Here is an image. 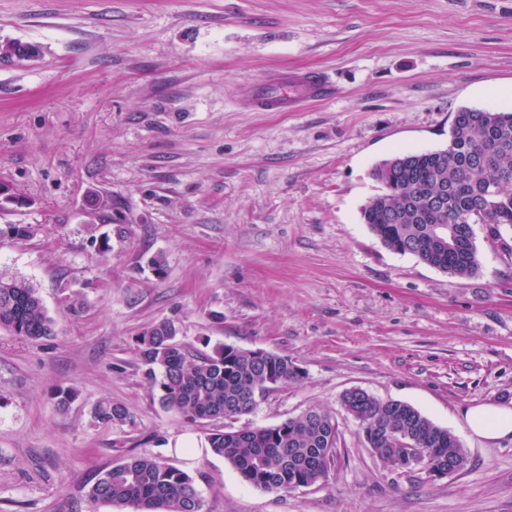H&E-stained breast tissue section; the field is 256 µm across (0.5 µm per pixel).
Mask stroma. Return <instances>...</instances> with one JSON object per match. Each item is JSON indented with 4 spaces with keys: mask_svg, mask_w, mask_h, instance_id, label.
Instances as JSON below:
<instances>
[{
    "mask_svg": "<svg viewBox=\"0 0 512 512\" xmlns=\"http://www.w3.org/2000/svg\"><path fill=\"white\" fill-rule=\"evenodd\" d=\"M6 40L40 55L0 63L17 197L0 229H35L0 237V276L37 286L53 334L0 330V512H121L85 494L128 454L188 472L205 512H512V436L463 427L472 406H512V253L475 225L479 270L453 276L360 215L381 161L447 148L461 108L512 109V0H0ZM309 69L333 98L252 111L269 76ZM163 320L197 353L295 362L298 380L223 427L328 411V481L249 486L210 424L163 408L137 344ZM353 388L454 433L464 469L385 465L341 405ZM103 399L130 422L97 423Z\"/></svg>",
    "mask_w": 512,
    "mask_h": 512,
    "instance_id": "1",
    "label": "stroma"
}]
</instances>
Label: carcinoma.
<instances>
[{"instance_id": "1", "label": "carcinoma", "mask_w": 512, "mask_h": 512, "mask_svg": "<svg viewBox=\"0 0 512 512\" xmlns=\"http://www.w3.org/2000/svg\"><path fill=\"white\" fill-rule=\"evenodd\" d=\"M372 176L381 192L368 200L361 216L383 245L450 275L472 276L478 270L474 238L466 236L448 249L432 238L430 228L454 226L467 216L485 225L494 240L512 229V112L464 107L452 124L448 148L395 155L376 166ZM52 325L35 285L0 277L1 330L36 341L53 335ZM139 344L161 405L192 424L219 422L226 411L234 418L252 413L257 389L268 376L278 384L299 378L296 364L273 352L262 364L248 349L226 354L222 346L195 357L176 340L168 321L144 332ZM341 404L359 424L364 440L372 442V453L394 469L404 442L424 449L436 469L450 461L466 465L459 438L406 403L355 393L343 395ZM94 418L121 424L129 414L105 399ZM207 440L211 451L244 481L281 493L301 482L328 480L339 428L330 413L310 407L279 424L245 428L240 434L216 427ZM86 498L93 507L114 505L124 512H203L204 507L193 477L150 454L126 456L100 471Z\"/></svg>"}]
</instances>
